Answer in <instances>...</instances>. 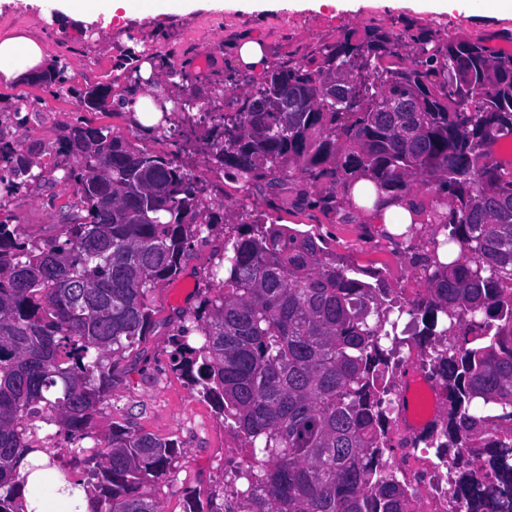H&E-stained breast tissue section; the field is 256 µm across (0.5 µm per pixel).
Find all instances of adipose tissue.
<instances>
[{
	"mask_svg": "<svg viewBox=\"0 0 512 512\" xmlns=\"http://www.w3.org/2000/svg\"><path fill=\"white\" fill-rule=\"evenodd\" d=\"M59 11L69 18L104 19L153 17L159 14H181L189 10L195 0H55ZM49 64L43 38L26 31H17L0 37V81L22 82L30 73ZM164 100L157 89L135 96L113 97L116 110L129 113L134 126L144 133H152L162 116ZM352 198L363 208L365 219L393 229L410 221L411 199H397L376 193L368 179H359L352 190ZM21 493L29 512H69L62 507L57 492L56 471L45 468L27 476Z\"/></svg>",
	"mask_w": 512,
	"mask_h": 512,
	"instance_id": "obj_1",
	"label": "adipose tissue"
}]
</instances>
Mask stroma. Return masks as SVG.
<instances>
[{
    "label": "stroma",
    "instance_id": "35a3bbf8",
    "mask_svg": "<svg viewBox=\"0 0 512 512\" xmlns=\"http://www.w3.org/2000/svg\"><path fill=\"white\" fill-rule=\"evenodd\" d=\"M426 24L454 41L480 40L490 52H512V36H503L504 31L512 33V18L436 14L422 10L417 0H405L391 13L378 0H357L350 10L307 8L249 14L197 9L182 15L116 19L106 26L98 20L61 21L51 0L35 6L27 0H0L1 34L15 28L48 34L51 61L78 73L77 80L62 85L31 77L19 86H0V142L27 154L34 174L13 192L0 184L1 222L17 226L22 236L34 241L60 234L78 203L72 176L78 161L63 147L77 125L107 128L113 136L155 156H177L195 177L203 200L233 203L225 211H207L213 232L193 240L179 273L153 290L152 332L117 362L118 382L94 429L95 435L102 434L114 422L177 442V455L168 472L146 487L162 512H185L193 501L208 504L224 483L226 457L236 456L241 446L237 433L217 414L212 402L193 389L172 362V336L183 319L202 300L220 291L211 269L224 250L225 222H236L243 209L260 214L267 221L322 235L337 262L375 270L387 287L423 285L412 257L429 242L425 226L415 227L408 250L401 251L385 238L381 225L354 218L353 206L344 205L338 215L313 207L319 196L343 197L342 185L316 181L299 172L275 195L262 184L225 178L223 166L213 157L212 124L205 115L237 110V94L227 88L229 79H237L244 89L262 80L260 74L235 64V42L242 33H259L271 60L282 62L335 42L347 30L382 27L405 36ZM134 45L140 46L143 56L176 65L177 74L162 77L171 99L183 98L189 90L197 97L191 117L172 112L166 133L144 134L133 125L129 113L116 111L108 103L93 110L83 102L89 87L107 88L114 94L144 87L137 66L121 63ZM343 214L349 215L348 223H340Z\"/></svg>",
    "mask_w": 512,
    "mask_h": 512
}]
</instances>
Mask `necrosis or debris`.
<instances>
[{"mask_svg":"<svg viewBox=\"0 0 512 512\" xmlns=\"http://www.w3.org/2000/svg\"><path fill=\"white\" fill-rule=\"evenodd\" d=\"M431 357L427 349L419 353L392 349V370L385 376L389 389L385 436L394 448L388 462L408 494L415 496L417 512H450L449 480L461 451L439 450L426 443L446 414V392L431 372Z\"/></svg>","mask_w":512,"mask_h":512,"instance_id":"obj_1","label":"necrosis or debris"}]
</instances>
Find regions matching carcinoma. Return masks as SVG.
<instances>
[{
  "label": "carcinoma",
  "mask_w": 512,
  "mask_h": 512,
  "mask_svg": "<svg viewBox=\"0 0 512 512\" xmlns=\"http://www.w3.org/2000/svg\"><path fill=\"white\" fill-rule=\"evenodd\" d=\"M413 112H378L380 101ZM213 153L227 177L276 186L296 171L377 193L429 185L433 250L425 294L403 300L336 262L322 237L246 221L224 225L216 272L224 291L176 333L174 365L242 438L251 463L234 495L245 512H410L384 440L389 356L381 337L403 315L413 336L437 339L434 373L448 394L430 447H471L458 484L468 512L512 499V168L495 157L512 136V54L452 41L424 25L408 37L347 31L334 44L274 63L234 112L213 119ZM64 148L86 215L33 243L0 222V512H27L18 468L41 424L82 440L112 392V368L153 325L150 292L180 270L190 240L213 225L191 173L103 127L76 126ZM18 153L0 146L10 184ZM443 239H438V236ZM448 252V262L438 249ZM64 474L81 512H160L143 492L176 442L112 424Z\"/></svg>",
  "instance_id": "1"
}]
</instances>
